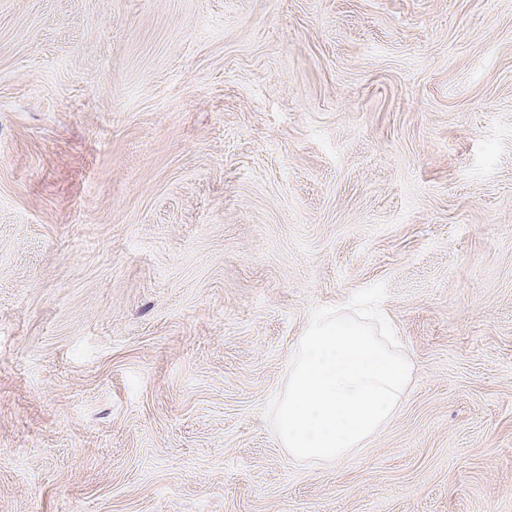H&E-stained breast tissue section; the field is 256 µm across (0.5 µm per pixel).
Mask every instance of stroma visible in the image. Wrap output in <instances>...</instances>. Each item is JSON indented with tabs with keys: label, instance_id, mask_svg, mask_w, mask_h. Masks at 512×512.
<instances>
[{
	"label": "stroma",
	"instance_id": "35a3bbf8",
	"mask_svg": "<svg viewBox=\"0 0 512 512\" xmlns=\"http://www.w3.org/2000/svg\"><path fill=\"white\" fill-rule=\"evenodd\" d=\"M381 282L406 400L296 459ZM0 512H512V0H0Z\"/></svg>",
	"mask_w": 512,
	"mask_h": 512
}]
</instances>
